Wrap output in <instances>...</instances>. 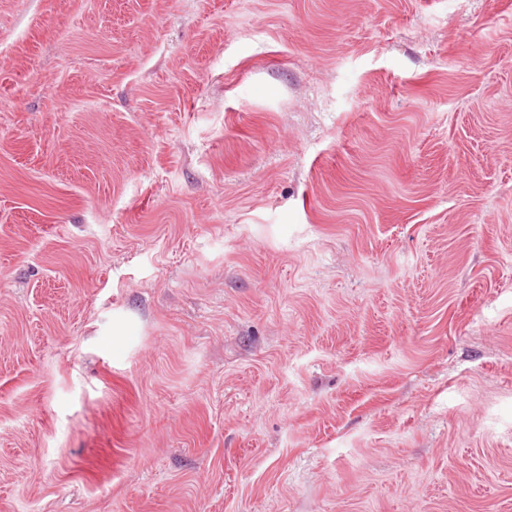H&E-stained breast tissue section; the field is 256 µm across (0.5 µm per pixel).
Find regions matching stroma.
Masks as SVG:
<instances>
[{"label": "stroma", "mask_w": 512, "mask_h": 512, "mask_svg": "<svg viewBox=\"0 0 512 512\" xmlns=\"http://www.w3.org/2000/svg\"><path fill=\"white\" fill-rule=\"evenodd\" d=\"M0 512H512V0H0Z\"/></svg>", "instance_id": "35a3bbf8"}]
</instances>
